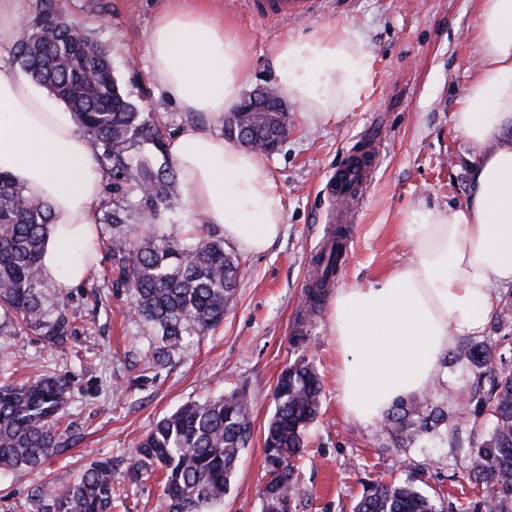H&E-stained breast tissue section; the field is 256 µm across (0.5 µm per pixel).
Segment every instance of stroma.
<instances>
[{"label":"stroma","instance_id":"1","mask_svg":"<svg viewBox=\"0 0 512 512\" xmlns=\"http://www.w3.org/2000/svg\"><path fill=\"white\" fill-rule=\"evenodd\" d=\"M164 4L57 0L67 20L109 46L132 101L156 113L170 137L201 118L183 112L149 74L147 32ZM210 4L245 35V92L269 85L270 59L282 36L334 23L352 24L373 53L372 92L324 124L310 123L298 104L287 103L288 133L265 158L285 199L283 233L260 255L226 244L240 262L237 302L218 327L176 347L168 365L145 369L147 329L130 315L131 294L105 246L87 282L48 293L73 316L71 352L33 336L0 334V359L15 361V379L49 368L70 381L64 447L36 468L0 472V512H36L41 495L72 484L103 457L111 458L112 483L121 490L114 512H167L159 472L130 478L136 444L181 405L234 388L253 399V437L215 512H260L262 433L274 411L277 379L298 359L316 366L324 397L298 464L305 494L296 512H352L365 484L391 478L413 481L441 498L447 512H458L474 495L465 479L472 465L468 446L436 439L396 448L382 422L350 417L339 400L329 305L307 322L299 317L312 258L331 229L326 182L352 147L370 145L377 166L348 207L347 251L335 288L367 285L409 262L399 228L415 204L445 209L470 195L471 169L482 149L455 131L453 114L479 63V0H315L309 14L269 21L253 16L250 0Z\"/></svg>","mask_w":512,"mask_h":512}]
</instances>
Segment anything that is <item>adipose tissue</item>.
<instances>
[{"label": "adipose tissue", "instance_id": "obj_1", "mask_svg": "<svg viewBox=\"0 0 512 512\" xmlns=\"http://www.w3.org/2000/svg\"><path fill=\"white\" fill-rule=\"evenodd\" d=\"M481 62L454 114L456 131L485 151L463 205L418 203L401 236L411 263L331 301L338 381L354 419L384 417L396 400L428 389L457 337L483 331L490 299L512 286V147L490 141L512 127V0H480ZM153 82L186 112L217 121L235 111L249 72L243 38L206 0H167L147 34ZM272 82L310 122H327L371 93L374 58L353 27L281 38ZM168 152L180 173L183 221L211 224L260 254L279 238L284 197L263 157L206 126L182 128ZM0 172L51 208L41 257L48 285L84 282L99 259L104 173L77 121L28 79L0 72Z\"/></svg>", "mask_w": 512, "mask_h": 512}]
</instances>
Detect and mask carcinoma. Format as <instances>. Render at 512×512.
<instances>
[{"mask_svg": "<svg viewBox=\"0 0 512 512\" xmlns=\"http://www.w3.org/2000/svg\"><path fill=\"white\" fill-rule=\"evenodd\" d=\"M29 33L14 54L32 80L72 112L110 180L112 210L103 222L114 226L109 249L120 278L132 295L134 316L151 336L149 368L165 364L170 352L190 336H199L224 321L239 280L238 258L224 241L175 240L162 229L165 214L179 209V175L167 155L165 134L150 115L133 103L116 78L109 52L91 34L75 28L56 7L39 0L27 23ZM248 112L229 120L251 143H271L287 126L266 117L276 96L246 100ZM144 223L134 243L122 225L130 214ZM50 224V209L24 194L0 172V332L33 334L49 347L65 348L73 335L70 317L59 303L48 304L49 285L40 258ZM317 280L305 291L307 311L315 312L336 275V247L314 258ZM491 337L469 340L458 354L473 367L469 411L489 422L472 433V470L467 480L486 493L462 512H509L512 504V359L495 357ZM321 379L308 361L281 373L274 389L275 410L264 431V475L259 489L262 512H292L300 487L296 463L306 451L305 431L316 418L322 398ZM68 405V380L47 372L17 382L0 377V471L39 466L64 439L57 424ZM459 405L440 385L401 399L384 417V429L399 448L458 434ZM251 398L233 390L201 404H187L159 420L138 444L142 468L159 469L168 512H211L224 500L241 453L250 444ZM119 490L112 485V463L93 462L73 484L49 493L39 512H112ZM353 512H445L437 500L409 482H373L365 486Z\"/></svg>", "mask_w": 512, "mask_h": 512, "instance_id": "obj_1", "label": "carcinoma"}]
</instances>
